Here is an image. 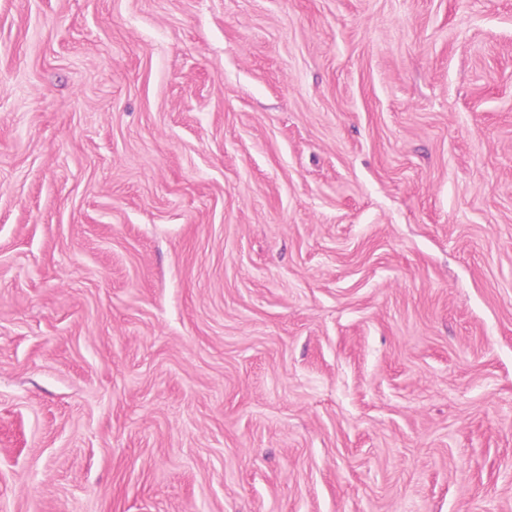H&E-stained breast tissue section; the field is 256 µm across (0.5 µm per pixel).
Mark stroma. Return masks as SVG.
I'll return each mask as SVG.
<instances>
[{
    "mask_svg": "<svg viewBox=\"0 0 512 512\" xmlns=\"http://www.w3.org/2000/svg\"><path fill=\"white\" fill-rule=\"evenodd\" d=\"M0 512H512V0H0Z\"/></svg>",
    "mask_w": 512,
    "mask_h": 512,
    "instance_id": "1",
    "label": "stroma"
}]
</instances>
